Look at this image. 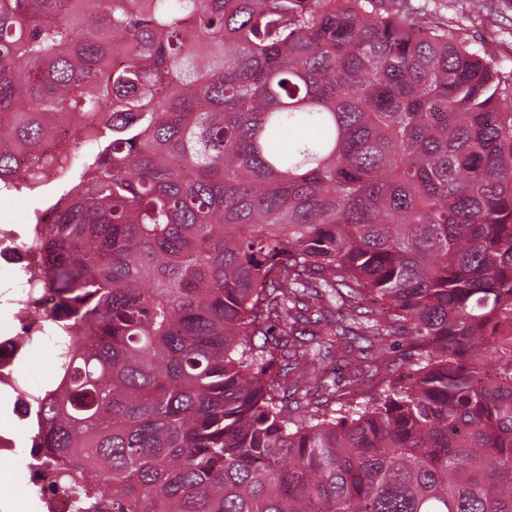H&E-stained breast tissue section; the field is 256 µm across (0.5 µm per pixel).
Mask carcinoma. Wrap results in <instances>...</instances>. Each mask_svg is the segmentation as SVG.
Returning a JSON list of instances; mask_svg holds the SVG:
<instances>
[{
  "label": "carcinoma",
  "mask_w": 512,
  "mask_h": 512,
  "mask_svg": "<svg viewBox=\"0 0 512 512\" xmlns=\"http://www.w3.org/2000/svg\"><path fill=\"white\" fill-rule=\"evenodd\" d=\"M8 180L58 211L77 512H512V74L447 27L0 0Z\"/></svg>",
  "instance_id": "cac0c4a2"
}]
</instances>
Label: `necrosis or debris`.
<instances>
[{"label":"necrosis or debris","mask_w":512,"mask_h":512,"mask_svg":"<svg viewBox=\"0 0 512 512\" xmlns=\"http://www.w3.org/2000/svg\"><path fill=\"white\" fill-rule=\"evenodd\" d=\"M40 230L37 224H0V264L17 271L16 286L0 287V405H10L12 418L11 424H0V461L16 453L17 426L38 424L40 402L64 388L60 380L31 385L19 372L37 344L54 345L69 320L38 264Z\"/></svg>","instance_id":"obj_1"}]
</instances>
